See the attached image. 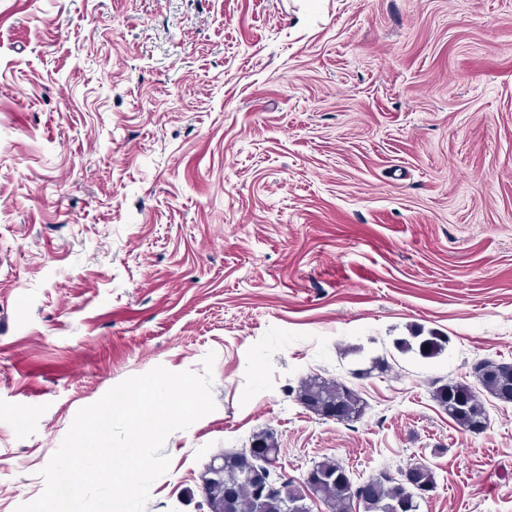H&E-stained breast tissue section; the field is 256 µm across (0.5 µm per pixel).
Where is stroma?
Segmentation results:
<instances>
[{
  "mask_svg": "<svg viewBox=\"0 0 512 512\" xmlns=\"http://www.w3.org/2000/svg\"><path fill=\"white\" fill-rule=\"evenodd\" d=\"M210 352L146 512H210L261 431L295 479L419 461V512H512V403L474 434L432 397L512 363V0H0V512L80 408ZM296 400L305 410L321 418L340 422L357 421L364 412V401L352 387L338 380L311 376L301 382Z\"/></svg>",
  "mask_w": 512,
  "mask_h": 512,
  "instance_id": "35a3bbf8",
  "label": "stroma"
}]
</instances>
